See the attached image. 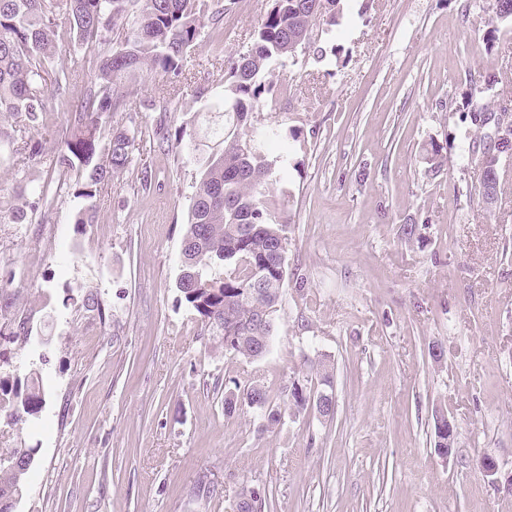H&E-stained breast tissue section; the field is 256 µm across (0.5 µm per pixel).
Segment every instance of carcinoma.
<instances>
[{"label":"carcinoma","instance_id":"carcinoma-1","mask_svg":"<svg viewBox=\"0 0 512 512\" xmlns=\"http://www.w3.org/2000/svg\"><path fill=\"white\" fill-rule=\"evenodd\" d=\"M331 3L326 11L322 0H272L253 47L232 63L224 97L212 105L219 122L193 146L200 177L182 239L177 288L197 315L202 335L224 337L226 356L252 361L265 356V340H274L273 314L288 280V224L268 207L272 164L262 146L272 140L281 143L280 162L286 171L290 143L273 128L254 133L241 128L247 126L253 103L272 86L266 80L271 66L294 61L289 34L299 27L321 24L330 30L341 24V0ZM225 11L223 0H0V112L9 113L25 128L39 125L51 111L54 93L66 89L79 68L75 61L68 69L49 72L64 48L60 19L68 21L70 39L107 46L98 62L96 83L71 112L65 137L50 160L63 185L70 172L88 170L85 178L69 186L73 198L82 201L74 224L94 223L92 201L98 186L130 165L135 134L119 123L112 126L102 159L103 124L126 111L127 103L139 95V77L145 69L159 76L163 85L157 98L143 107L166 109L176 103L184 60L202 30L224 23ZM498 83V76L487 72L481 83L472 82L463 91L457 111L472 126L488 127V117L500 112L504 99L512 100L511 94L488 96ZM0 146L31 161L41 154L31 141L15 137L1 125ZM502 146L512 147V120L468 145V154L482 169L485 198L497 197L499 173L493 161ZM37 206L36 201L25 206L0 201V224H26ZM47 396L37 380L8 388L1 379L0 418L23 425L38 416ZM244 406L261 411L266 429L281 423L288 412L318 410L330 418L336 409L333 375L323 368L317 390L306 379H289L282 402L276 404L259 379L224 393L225 416ZM434 428L436 448L448 447L447 413L435 414ZM34 456L32 448L0 452V512H12L30 470L24 462Z\"/></svg>","mask_w":512,"mask_h":512}]
</instances>
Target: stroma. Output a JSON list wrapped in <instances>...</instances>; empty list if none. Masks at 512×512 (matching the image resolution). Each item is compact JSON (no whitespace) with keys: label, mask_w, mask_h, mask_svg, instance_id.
<instances>
[{"label":"stroma","mask_w":512,"mask_h":512,"mask_svg":"<svg viewBox=\"0 0 512 512\" xmlns=\"http://www.w3.org/2000/svg\"><path fill=\"white\" fill-rule=\"evenodd\" d=\"M267 7L230 0L222 29L202 31L176 111H143L159 83L143 75L135 124L200 140L188 114L223 96ZM493 8L344 0L341 26L318 41L324 61L308 52L275 68L250 120L299 134L270 199L289 215L288 266L305 281L288 280L274 344L254 363L201 335L176 287L199 178L186 151L136 140L83 229L48 166L0 153L1 194L45 192L31 223L0 224V377L34 367L48 391L26 426L0 421V449L36 451L13 512H233L246 482L265 486L269 512H512V155L487 204L467 154L475 130L456 110L484 72L512 91V24H494ZM78 53L84 70L30 133L47 156L96 79L97 50ZM433 141L448 145L435 174ZM16 319L33 344L12 335ZM325 366L333 418L267 431L249 408L225 418L233 385L258 378L277 393ZM441 409L457 427L447 457ZM487 456L500 485L481 473Z\"/></svg>","instance_id":"stroma-1"}]
</instances>
